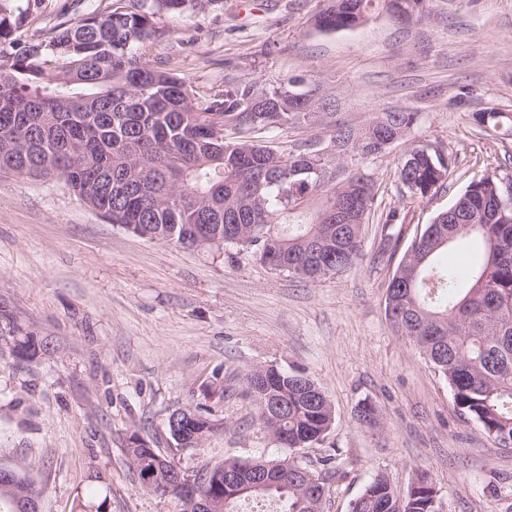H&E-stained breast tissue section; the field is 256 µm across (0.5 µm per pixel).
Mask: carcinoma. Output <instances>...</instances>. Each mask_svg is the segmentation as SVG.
Masks as SVG:
<instances>
[{
	"label": "carcinoma",
	"mask_w": 512,
	"mask_h": 512,
	"mask_svg": "<svg viewBox=\"0 0 512 512\" xmlns=\"http://www.w3.org/2000/svg\"><path fill=\"white\" fill-rule=\"evenodd\" d=\"M215 0H118L57 25L50 40H23V18L0 2V174L61 177L86 205L146 239L188 248L245 253L255 262L317 282L361 257L375 208L372 178L336 179L350 156H378L409 136L419 113L381 112L362 125H331L329 141H300L284 152L260 139L269 129L321 123L328 95L308 98L295 75L279 87L244 81L197 92L184 77L158 70L140 49L163 16L203 11ZM430 0H323L315 27L332 32L365 24L383 10L407 21L428 14ZM483 127L512 134V113H474ZM452 156L424 144L397 167L399 194L423 200L447 181ZM484 244L481 264L461 275L434 259L460 240ZM387 311L398 330L448 382L456 407L488 437L512 449V195L486 174L415 236L387 285ZM0 351L16 363L55 353L51 337L0 297ZM260 425L288 456L226 459L206 471L202 490L216 512H242L272 501L278 512H323L326 478L297 459L322 442L334 410L301 371L278 365L246 378ZM186 448H200L221 423L205 404L175 419ZM130 464L148 490L167 488L172 462L133 432ZM0 512H39L41 487L21 466L3 468ZM254 469L279 480L233 489L224 473ZM427 474L405 496L376 475L350 512H435Z\"/></svg>",
	"instance_id": "1"
}]
</instances>
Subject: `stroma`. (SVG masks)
I'll list each match as a JSON object with an SVG mask.
<instances>
[{"label": "stroma", "mask_w": 512, "mask_h": 512, "mask_svg": "<svg viewBox=\"0 0 512 512\" xmlns=\"http://www.w3.org/2000/svg\"><path fill=\"white\" fill-rule=\"evenodd\" d=\"M21 35L114 0H11ZM322 0H214L161 19L152 67L205 92L253 79L277 87L294 73L334 99L333 118L358 124L406 107L409 138L384 154L350 157L337 177L362 171L376 209L407 221L369 225L356 267L313 283L246 256L227 257L136 237L79 200L58 177H0V295L58 347L46 362L0 357V465L21 464L41 486L40 512H178L177 499L142 488L125 448L140 434L190 477L227 458L274 453L255 422L246 376L278 364L305 371L331 402L323 442L302 449L312 468L333 457L323 512H349L377 473L407 494L419 471L438 489L437 512H512V451L502 450L453 402L447 381L386 313L387 285L420 225L471 180L512 181V137L476 126L473 113L512 112V0H432L407 22L379 12L361 28L322 32ZM475 97L454 104L461 88ZM453 155L444 187L409 203L396 171L410 143ZM224 380L215 384L213 372ZM199 403L223 427L201 448L171 439L169 415ZM372 404L376 421L357 411Z\"/></svg>", "instance_id": "35a3bbf8"}]
</instances>
